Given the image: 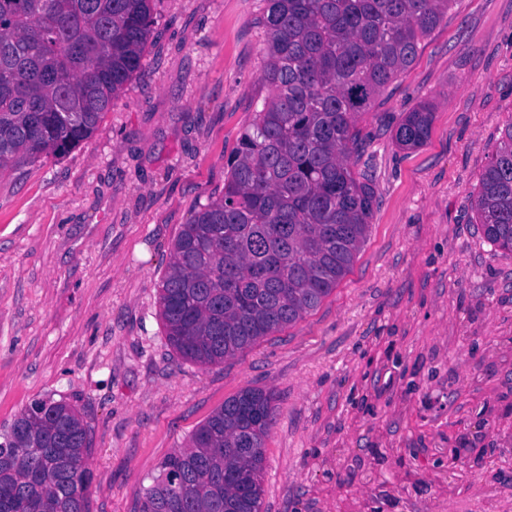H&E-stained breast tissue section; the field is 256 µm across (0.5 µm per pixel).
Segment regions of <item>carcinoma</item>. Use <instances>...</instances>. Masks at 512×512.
Wrapping results in <instances>:
<instances>
[{"label":"carcinoma","mask_w":512,"mask_h":512,"mask_svg":"<svg viewBox=\"0 0 512 512\" xmlns=\"http://www.w3.org/2000/svg\"><path fill=\"white\" fill-rule=\"evenodd\" d=\"M457 0H266L263 80L224 192L182 225L161 281L167 340L218 365L320 306L371 228L373 187L349 164L358 117ZM151 0H0V168L89 139L142 67ZM433 105L404 113L403 149L429 137ZM484 238L512 253V122L480 176ZM275 395L224 400L160 462L139 512H262ZM0 433V512H88L89 428L65 399L34 401ZM250 443L254 451L239 449ZM235 471L243 493L225 482Z\"/></svg>","instance_id":"cac0c4a2"}]
</instances>
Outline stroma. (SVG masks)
Returning a JSON list of instances; mask_svg holds the SVG:
<instances>
[{
	"label": "stroma",
	"instance_id": "35a3bbf8",
	"mask_svg": "<svg viewBox=\"0 0 512 512\" xmlns=\"http://www.w3.org/2000/svg\"><path fill=\"white\" fill-rule=\"evenodd\" d=\"M264 0H154L142 69L90 139L0 169V429L65 398L90 429L88 512H138L160 461L225 399L273 392L263 512H512V253L476 221L512 121V0H458L360 117L378 205L315 310L223 364L168 343L159 286L224 191L267 97ZM434 106L425 145L402 113ZM472 448L463 478L448 453ZM433 117V105L422 103L410 112H405L399 121L394 138L403 149L421 146L429 137Z\"/></svg>",
	"mask_w": 512,
	"mask_h": 512
}]
</instances>
